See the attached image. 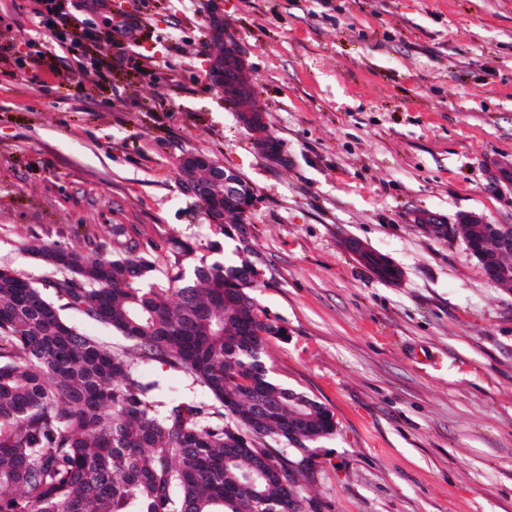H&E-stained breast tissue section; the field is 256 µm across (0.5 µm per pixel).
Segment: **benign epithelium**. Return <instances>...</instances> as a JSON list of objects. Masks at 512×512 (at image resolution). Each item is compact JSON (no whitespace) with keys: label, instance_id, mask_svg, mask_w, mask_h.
I'll return each mask as SVG.
<instances>
[{"label":"benign epithelium","instance_id":"obj_1","mask_svg":"<svg viewBox=\"0 0 512 512\" xmlns=\"http://www.w3.org/2000/svg\"><path fill=\"white\" fill-rule=\"evenodd\" d=\"M209 165L216 181L224 185V210L244 217L254 202L251 187L236 171L212 161ZM462 223L468 225L464 236L467 248L483 261L490 279L500 287L512 288V230L488 224L477 216H466Z\"/></svg>","mask_w":512,"mask_h":512}]
</instances>
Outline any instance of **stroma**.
I'll use <instances>...</instances> for the list:
<instances>
[{"mask_svg":"<svg viewBox=\"0 0 512 512\" xmlns=\"http://www.w3.org/2000/svg\"><path fill=\"white\" fill-rule=\"evenodd\" d=\"M105 2L93 23L139 11L132 38L71 50L0 0V266L47 284L34 239L134 247L161 288L178 243L254 261L282 330L270 376L336 418L297 476L318 512H512V290L415 220L512 225V0ZM229 45L251 91L236 104L210 72ZM188 154L252 187L250 253L188 188ZM140 368L208 404L181 371Z\"/></svg>","mask_w":512,"mask_h":512,"instance_id":"stroma-1","label":"stroma"}]
</instances>
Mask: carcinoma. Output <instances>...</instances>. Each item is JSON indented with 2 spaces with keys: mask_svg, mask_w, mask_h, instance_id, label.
<instances>
[{
  "mask_svg": "<svg viewBox=\"0 0 512 512\" xmlns=\"http://www.w3.org/2000/svg\"><path fill=\"white\" fill-rule=\"evenodd\" d=\"M229 102L249 97L237 59L219 56ZM185 181L212 223L223 186L199 168ZM25 252L56 277L40 288L0 270V512H309L290 451L334 433L330 410L273 382L263 361L280 328L261 317L249 271L215 261L183 271L174 254L168 287L147 282L153 263L133 250L104 254L39 241ZM177 296L174 306L167 293ZM65 300L58 306L52 297ZM79 312L134 342L141 360L188 374L211 408L172 399L136 362L77 331ZM307 435L288 434L297 401Z\"/></svg>",
  "mask_w": 512,
  "mask_h": 512,
  "instance_id": "1",
  "label": "carcinoma"
}]
</instances>
